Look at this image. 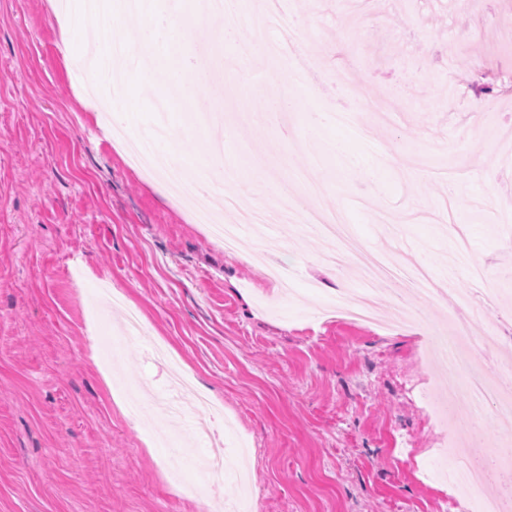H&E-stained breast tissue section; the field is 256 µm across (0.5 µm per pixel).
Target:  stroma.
I'll return each instance as SVG.
<instances>
[{"label":"stroma","instance_id":"35a3bbf8","mask_svg":"<svg viewBox=\"0 0 512 512\" xmlns=\"http://www.w3.org/2000/svg\"><path fill=\"white\" fill-rule=\"evenodd\" d=\"M69 2L0 0V512H218L238 501L248 512H448L442 428L408 387L436 391L431 339L475 287L440 225L461 224L477 262L512 274V238L497 233L512 226V172L494 158L495 137L512 130V31L499 24L512 0L292 7L326 91L295 87L300 109L268 124L255 116L272 109L285 68L251 57L266 75L251 81L236 68L242 47H224L214 98L186 107L223 117L192 131L186 152L205 165L222 134L227 163L258 152L268 165L190 205L126 165L83 106L94 71L86 37L65 30ZM326 42L337 52L319 54ZM345 66L342 89L330 75ZM146 72L150 114L132 131L156 145L166 115L152 89L166 75ZM371 99L389 110L366 114L368 137L335 130L349 153H331L323 131L303 141L309 113ZM317 146L332 176L312 199L298 177ZM392 155L401 165H382ZM453 161L469 174L451 197L439 173ZM280 183L305 210L341 213L363 248L427 265L447 303L408 298L394 329L399 305L386 294L374 307L385 328L353 324L331 302L365 287L363 273L324 264L319 235L280 225L256 259L259 232L228 252L194 219L205 208L243 221L273 200L258 185ZM270 264L287 266L289 287L275 288ZM134 310L148 344L126 337ZM466 318L476 339L510 326L512 295ZM175 365L208 404L168 420L155 402ZM213 431L227 459L251 452L245 472L226 469L211 508L182 486L201 481Z\"/></svg>","mask_w":512,"mask_h":512}]
</instances>
